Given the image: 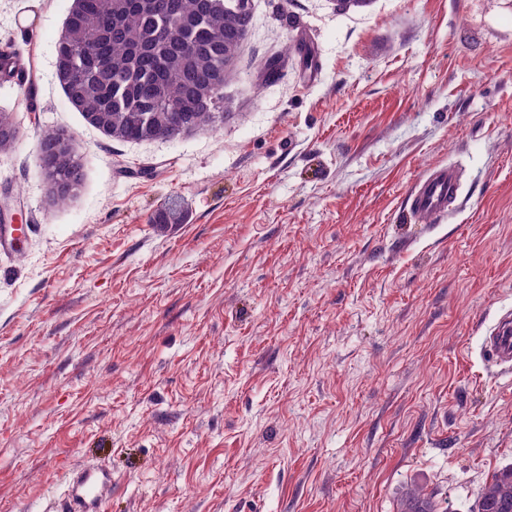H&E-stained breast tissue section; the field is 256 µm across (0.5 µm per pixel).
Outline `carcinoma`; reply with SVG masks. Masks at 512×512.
Returning a JSON list of instances; mask_svg holds the SVG:
<instances>
[{
    "label": "carcinoma",
    "mask_w": 512,
    "mask_h": 512,
    "mask_svg": "<svg viewBox=\"0 0 512 512\" xmlns=\"http://www.w3.org/2000/svg\"><path fill=\"white\" fill-rule=\"evenodd\" d=\"M253 0H85L67 19L68 37L56 59L70 71L61 83L75 92L84 119L120 142L158 141L224 124L218 111L226 77L236 69L252 27ZM66 129H48L39 141V169L54 202L75 195L83 173L62 149ZM17 140L13 114L0 111V153ZM404 512H440L420 487ZM471 512H512V466L497 470Z\"/></svg>",
    "instance_id": "1"
}]
</instances>
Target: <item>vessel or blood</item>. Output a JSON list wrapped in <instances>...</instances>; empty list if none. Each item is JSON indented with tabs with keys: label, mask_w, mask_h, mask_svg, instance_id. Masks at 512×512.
<instances>
[{
	"label": "vessel or blood",
	"mask_w": 512,
	"mask_h": 512,
	"mask_svg": "<svg viewBox=\"0 0 512 512\" xmlns=\"http://www.w3.org/2000/svg\"><path fill=\"white\" fill-rule=\"evenodd\" d=\"M460 193L454 166L439 164L420 176L408 195L411 217L431 218L446 214ZM487 367L512 370V310L499 314L482 338ZM112 496L111 473L96 465H84L64 475L62 498L52 512H104Z\"/></svg>",
	"instance_id": "vessel-or-blood-1"
}]
</instances>
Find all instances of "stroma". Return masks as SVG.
Instances as JSON below:
<instances>
[{"mask_svg":"<svg viewBox=\"0 0 512 512\" xmlns=\"http://www.w3.org/2000/svg\"><path fill=\"white\" fill-rule=\"evenodd\" d=\"M72 6L0 0L29 64L0 80L26 233L0 253V512H45L84 464L107 512H401L416 486L470 512L512 466V374L480 357L512 309V6L253 0L222 137L139 143L55 77ZM57 127L84 161L64 206L37 164ZM441 162L458 199L410 217Z\"/></svg>","mask_w":512,"mask_h":512,"instance_id":"stroma-1","label":"stroma"}]
</instances>
